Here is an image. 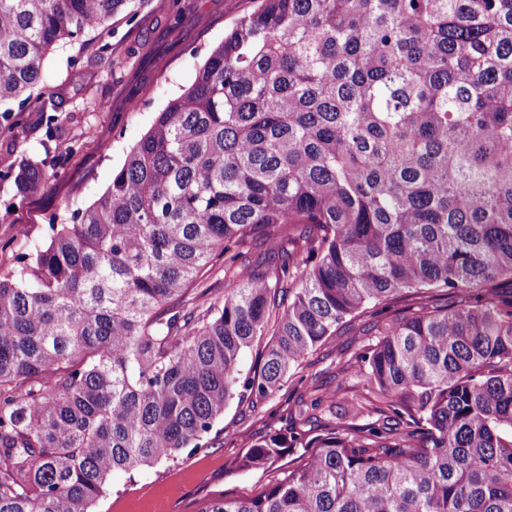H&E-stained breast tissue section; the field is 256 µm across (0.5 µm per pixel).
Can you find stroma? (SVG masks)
Here are the masks:
<instances>
[{
    "mask_svg": "<svg viewBox=\"0 0 512 512\" xmlns=\"http://www.w3.org/2000/svg\"><path fill=\"white\" fill-rule=\"evenodd\" d=\"M183 18L172 25V6ZM252 0H138L134 20L118 17L111 30L86 31L82 39L50 54L43 79L24 108L52 102L62 121L56 136L32 123L0 134V277L17 254L42 240L54 214L91 204L111 184L112 174L144 135L157 112L195 79L209 51ZM140 102L130 106L128 92ZM53 167L42 189L20 194L11 176L22 160ZM387 312L371 308L338 336L309 353L300 379L286 380L272 400L251 406L230 401L222 433L208 448L184 451L177 460L146 471L118 473L100 512H198L214 494L248 497L274 476L245 471L238 462L255 440L294 419L312 388L339 397L361 393L347 364L365 341L367 329Z\"/></svg>",
    "mask_w": 512,
    "mask_h": 512,
    "instance_id": "obj_1",
    "label": "stroma"
}]
</instances>
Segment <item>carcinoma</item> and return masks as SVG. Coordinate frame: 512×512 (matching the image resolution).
<instances>
[{
  "mask_svg": "<svg viewBox=\"0 0 512 512\" xmlns=\"http://www.w3.org/2000/svg\"><path fill=\"white\" fill-rule=\"evenodd\" d=\"M137 0H0V131L47 53ZM54 177L18 168L21 192ZM275 240L264 266L249 240ZM224 298L186 306L217 263ZM512 0H258L90 205L0 278V512H98L112 475L205 447L227 403L405 292L368 395L239 466L199 512H512ZM264 343L243 372L245 350Z\"/></svg>",
  "mask_w": 512,
  "mask_h": 512,
  "instance_id": "carcinoma-1",
  "label": "carcinoma"
}]
</instances>
